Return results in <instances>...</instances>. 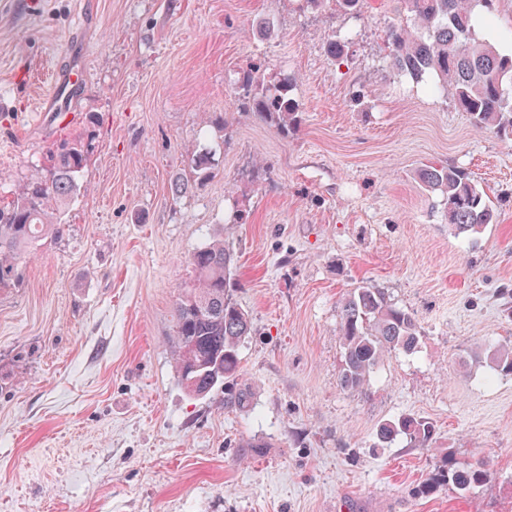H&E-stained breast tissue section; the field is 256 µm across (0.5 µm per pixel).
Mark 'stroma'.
I'll return each instance as SVG.
<instances>
[{"mask_svg": "<svg viewBox=\"0 0 512 512\" xmlns=\"http://www.w3.org/2000/svg\"><path fill=\"white\" fill-rule=\"evenodd\" d=\"M396 6L365 0L357 21L337 0L0 5V200L92 137L59 238L0 288V512H512V377L474 360L512 345V140L386 68ZM54 65L84 72L62 120L33 109ZM257 68L293 78L294 136L240 109ZM212 138L213 178L174 195L187 148ZM424 164L470 172L497 223L454 235ZM218 235L252 322L248 414L223 389L189 394L170 354L188 258ZM366 285L414 314L419 346L348 391L340 307ZM407 414L434 422L430 447H377ZM253 436L266 448L240 458ZM447 456L490 479L417 495Z\"/></svg>", "mask_w": 512, "mask_h": 512, "instance_id": "1", "label": "stroma"}]
</instances>
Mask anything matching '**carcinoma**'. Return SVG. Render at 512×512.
<instances>
[{"label": "carcinoma", "mask_w": 512, "mask_h": 512, "mask_svg": "<svg viewBox=\"0 0 512 512\" xmlns=\"http://www.w3.org/2000/svg\"><path fill=\"white\" fill-rule=\"evenodd\" d=\"M497 0H400L405 17L386 32L390 53L386 67L416 81L432 80L430 91L452 97L454 106L479 130L512 134V55L477 37L479 23L491 24ZM352 32L331 37L325 54L340 60ZM241 109L273 125L283 136L300 119L291 96L292 82L284 78L265 85L261 75L242 77ZM213 148L189 152L195 185L204 186L212 174ZM86 165L84 145L64 140L51 154L50 167L31 175L23 191L0 206V288L15 286L23 266L38 243L59 232L61 216L75 200ZM417 178L444 201L445 222L458 236L474 238L498 222L493 201L465 169L424 166ZM189 264L194 285L178 299L171 348L179 382L188 393L203 396L224 386V408L247 413L254 392L241 373L240 347L250 335L248 313L233 298L236 278L233 253L224 239H213L193 251ZM343 344L341 387L363 390L384 359L396 351L412 352L420 330L409 310L392 302L384 289L362 286L341 304ZM493 369L512 375V347H499L487 355ZM432 422L404 415L379 425L376 437L385 444L402 436L420 448L434 438ZM483 464L464 465L448 457L418 488L430 494L445 485L462 491L476 489L489 479Z\"/></svg>", "instance_id": "cac0c4a2"}]
</instances>
